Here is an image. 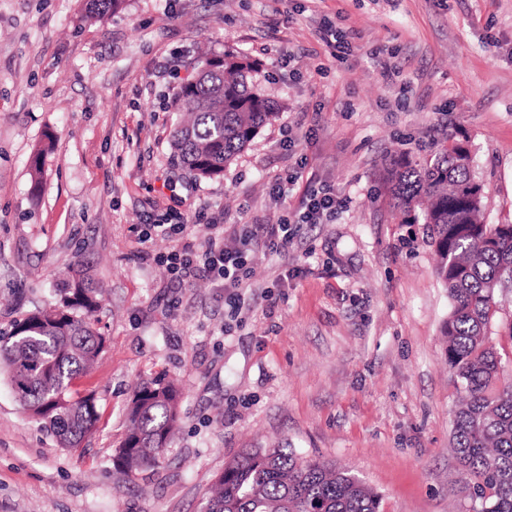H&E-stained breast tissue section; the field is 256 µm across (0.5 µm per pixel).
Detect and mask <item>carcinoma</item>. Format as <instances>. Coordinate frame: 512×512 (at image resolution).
<instances>
[{"instance_id": "cac0c4a2", "label": "carcinoma", "mask_w": 512, "mask_h": 512, "mask_svg": "<svg viewBox=\"0 0 512 512\" xmlns=\"http://www.w3.org/2000/svg\"><path fill=\"white\" fill-rule=\"evenodd\" d=\"M101 19L125 0H90ZM255 68L226 50L201 57L181 83L174 165L199 179L221 177L278 114L255 90ZM383 185L401 224H421L448 288L442 332L461 399L453 410V448L470 492V512H512V370L492 342L499 295L512 289V224H487L473 200L471 163L443 141L423 161L399 154ZM58 289L59 305L17 320L0 342V361L24 409L42 420L62 448H78L100 419L93 392L77 382L103 347L95 328L102 288L80 272ZM181 392L165 376L139 382L126 408L127 433L114 465L135 472L159 463L179 427ZM381 496L359 477L302 457L292 448H244L225 463L206 512H380Z\"/></svg>"}]
</instances>
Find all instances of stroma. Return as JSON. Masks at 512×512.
Segmentation results:
<instances>
[{"mask_svg": "<svg viewBox=\"0 0 512 512\" xmlns=\"http://www.w3.org/2000/svg\"><path fill=\"white\" fill-rule=\"evenodd\" d=\"M87 3L0 0V333L56 305L57 274L75 267L104 290L105 339L82 381L99 429L76 450L0 373V512H205L226 461L274 447L349 469L382 512H458L450 299L379 174L398 153L467 143L485 221L512 223V0H126L102 20ZM329 23L349 50L326 45ZM228 47L257 62L280 112L199 180L172 162L169 73ZM49 134L35 193L28 159ZM298 169L292 198L327 184L341 205L284 252L257 246L239 316L223 289L173 281L168 239L137 240L179 198L228 236L278 223L275 184ZM161 372L181 389V427L158 466L125 473L113 456L132 387Z\"/></svg>", "mask_w": 512, "mask_h": 512, "instance_id": "1", "label": "stroma"}]
</instances>
